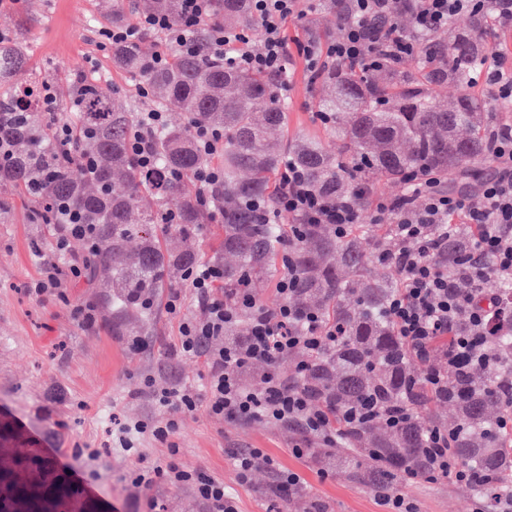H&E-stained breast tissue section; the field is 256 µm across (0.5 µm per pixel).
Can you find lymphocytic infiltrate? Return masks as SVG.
Listing matches in <instances>:
<instances>
[{"label": "lymphocytic infiltrate", "mask_w": 512, "mask_h": 512, "mask_svg": "<svg viewBox=\"0 0 512 512\" xmlns=\"http://www.w3.org/2000/svg\"><path fill=\"white\" fill-rule=\"evenodd\" d=\"M302 2L253 0L254 12L264 27L260 48L236 51L224 29L215 27L209 36L210 54L259 71L283 68L288 58L285 24L290 18L303 17ZM180 4L181 13L176 18L163 12L141 13L131 23L101 29L100 49L136 42L151 34L160 38L158 62H166L173 49L195 53L198 45L190 30L206 18L210 0H180ZM349 5L352 20L338 40L323 49L303 46L308 72H316L323 54L353 63L370 62L381 49L410 55L417 36L447 27L449 19L473 10L476 0H349ZM403 13L411 19L409 35L375 24L376 18L391 20ZM493 154L500 169L474 195L426 189L421 204L414 207L407 206L401 197L377 201L380 213L398 216L393 226L394 248L378 254L379 261L393 267L399 278L388 313L398 335L419 358H426L436 342L447 340V370L462 371L474 362L490 363L489 338L496 334L505 310L496 295L486 292L485 284L491 279L512 281V126L494 138ZM285 180L287 186L278 198L280 213L301 216L309 224L330 225L341 236L358 223V214L349 204L332 203L311 193L296 170H289ZM464 227L470 231L464 254L455 259L453 267L440 265L436 255L446 248L449 237ZM187 286L193 292L194 312H186L178 290L170 293L166 310L177 322V354L201 360L205 381L195 388L181 382L161 384L151 376L143 378L142 385L160 413L122 424L114 441L130 452L137 438L148 433L167 444L168 455L160 462L139 458L132 477L134 484L148 490L187 487L205 512H239L236 497L225 491L223 481L183 463L172 442L183 418L200 408L241 424L266 421L293 427L298 440L292 452L299 457L309 454L315 439L334 447L338 424L349 425L376 413L390 426L404 420L403 409H380L374 399L336 417L279 372L278 365L288 353L301 350L314 355L336 338L335 329L325 327L318 313L302 314L288 304L294 287L292 274L279 279L276 291L281 302L274 308L260 304L247 287L237 289L232 299H225L224 274L207 263L190 270ZM243 316L248 319L246 335H227V327ZM256 362L266 367L257 388L246 380L248 367ZM426 447L427 479L445 477L456 483H476L473 471L453 461L447 432H429ZM233 460L243 481L255 469L269 470L271 492L281 498L289 497L303 483L299 473L278 468L260 448L236 449Z\"/></svg>", "instance_id": "obj_1"}]
</instances>
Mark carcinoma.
Segmentation results:
<instances>
[{
  "label": "carcinoma",
  "mask_w": 512,
  "mask_h": 512,
  "mask_svg": "<svg viewBox=\"0 0 512 512\" xmlns=\"http://www.w3.org/2000/svg\"><path fill=\"white\" fill-rule=\"evenodd\" d=\"M161 11L176 18L179 0H112V25L135 13ZM490 5L473 14V31L448 39L422 36L411 55L397 59L379 52L372 69L331 62L315 81L331 86L314 104L316 115L336 138V150L322 140L297 135L281 145L274 133L288 130V73L230 66L208 54L209 31L222 26L263 41L264 29L252 0H211L207 18L192 28L199 45L193 55L178 52L156 62L151 45L112 47V69L128 74L148 90L147 105L183 113L179 126H163L149 137L154 155L141 168L128 149L138 111L134 100L113 95L104 78L76 70L71 75L66 112L46 115L39 85L24 79L27 43L0 40V188L29 190L39 224H57L67 209L94 229L98 249L83 257L86 282L111 271L105 284L112 310L148 321L142 301L164 288L186 286L185 273L200 262L196 250H176L173 239L191 240L203 225L224 227V242L207 262L224 269V298L236 289L291 272L288 297L298 310L315 311L336 325V341L316 356L292 352L306 364L298 385L341 418L374 396L383 405L406 409V420L389 428L377 419L345 428V460L359 482L394 487L427 471L425 434H451L454 460L494 482L472 489L493 504L512 496V438L499 425L512 414V327L491 341L499 356L495 369L480 366L448 377V392L430 389L425 366L397 334L386 314L399 287L394 271L367 273L370 243L392 239V225L357 224L344 237L326 224H304L277 212L278 188L288 163L309 188L332 203L346 202L367 218L375 209L379 185L392 183L412 195L419 183L435 178L441 189L455 179L495 162L487 101L474 91L476 74L490 54L480 31ZM333 14L344 28L351 21L336 0H321L312 27ZM451 83L458 96L444 106L436 88ZM72 128L69 150L52 145L55 128ZM203 125L224 134L219 157L201 153L195 130ZM212 164L224 180L209 188L207 202L192 187L194 174ZM80 177L73 176L74 169ZM171 197L178 208H167ZM464 234L448 238L443 262L463 253ZM83 491L34 447L10 421L0 420V512H87Z\"/></svg>",
  "instance_id": "carcinoma-1"
}]
</instances>
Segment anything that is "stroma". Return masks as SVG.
<instances>
[{
	"label": "stroma",
	"mask_w": 512,
	"mask_h": 512,
	"mask_svg": "<svg viewBox=\"0 0 512 512\" xmlns=\"http://www.w3.org/2000/svg\"><path fill=\"white\" fill-rule=\"evenodd\" d=\"M110 5L111 0H19L16 7L0 9V33L27 37V78L52 84L57 107L65 105L69 73L75 69L105 76L120 96H135L130 78L113 70L111 54L96 45L98 30L112 24ZM285 34L294 69L287 88L288 133L325 138L313 109L322 86L309 81L305 62L295 52L305 39L303 20L289 22ZM31 209L27 194L0 192V416L57 464L77 470L87 498L100 503L103 512H129L131 505H145L151 497L157 512H204L189 489L147 491L131 483L128 474L136 458L112 444L117 424L158 413L141 390L143 377L197 386L205 372L202 363L176 355L177 323L161 302L141 329L144 350L130 353L126 337L113 333L106 289L85 287L83 279L69 273L67 258L58 260L65 300L36 297L32 287L44 259L53 256L55 234L52 225L33 222ZM79 304L93 305L92 326L73 318L72 308ZM296 437L295 430L271 423L238 424L200 411L184 418L175 440L181 460L223 480L240 512H314L318 506L323 512H383L351 466L333 467L327 479H320L318 463L292 454ZM244 447L263 449L282 469L302 475L298 495L285 501L271 497V474L263 468L252 472L248 484H239L228 451ZM403 492L417 512H473L477 501L464 485L444 478L417 480Z\"/></svg>",
	"instance_id": "35a3bbf8"
}]
</instances>
